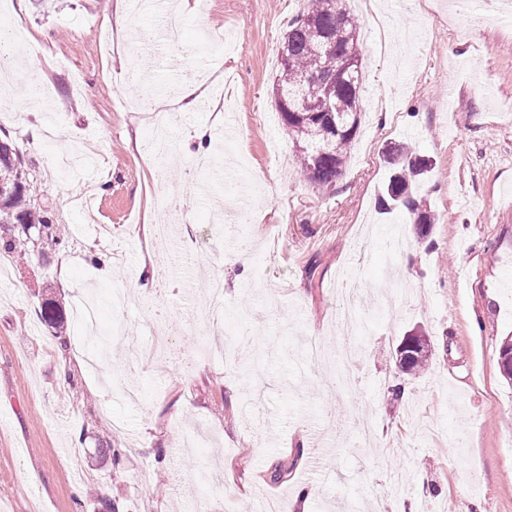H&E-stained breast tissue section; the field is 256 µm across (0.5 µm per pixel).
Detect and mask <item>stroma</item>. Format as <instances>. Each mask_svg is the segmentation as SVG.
Here are the masks:
<instances>
[{"label":"stroma","mask_w":512,"mask_h":512,"mask_svg":"<svg viewBox=\"0 0 512 512\" xmlns=\"http://www.w3.org/2000/svg\"><path fill=\"white\" fill-rule=\"evenodd\" d=\"M115 0H0V50L33 65L53 90L57 147L29 149L32 118L0 112L32 204L67 225L63 249L19 259L0 248V512H246L256 491L286 512H512V383L499 348L512 335V23L500 0H348L359 29L362 124L331 188L302 174L275 113L273 83L289 20L309 0H205L170 45L157 38L106 49ZM231 31L233 48L206 39ZM43 47L19 55L15 32ZM235 74L223 97L181 113L170 152L146 157L153 120L134 102ZM234 140L250 162L242 184L195 172L198 127ZM415 141L435 168L421 185L427 236L400 212L379 213L387 146ZM202 193L169 236L157 184L172 198ZM198 265L173 266L179 239ZM111 256L103 280L93 253ZM247 254L250 263L238 257ZM224 281L225 336L210 335L204 276ZM362 288L363 335L344 349L336 323L341 279ZM108 298L89 344L75 317ZM67 319L57 337L44 299ZM427 337V367L400 370L396 347ZM317 337L326 359L303 358ZM355 382H336L337 368ZM404 384L402 401L388 389ZM379 438L360 444L359 422ZM310 490L299 510L302 490Z\"/></svg>","instance_id":"stroma-1"}]
</instances>
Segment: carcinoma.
Wrapping results in <instances>:
<instances>
[{
	"instance_id": "cac0c4a2",
	"label": "carcinoma",
	"mask_w": 512,
	"mask_h": 512,
	"mask_svg": "<svg viewBox=\"0 0 512 512\" xmlns=\"http://www.w3.org/2000/svg\"><path fill=\"white\" fill-rule=\"evenodd\" d=\"M356 31L352 14L339 7L338 0H311L305 12L288 22L279 50L274 94L278 106L288 109L282 124L297 149L302 172L321 188L333 186L342 175L360 126L362 68L340 80L333 77L343 58L360 56ZM313 71L321 73L322 80L303 84V76ZM388 157L393 174L378 196V207L414 216L417 224L431 223V215L413 193L421 176L431 171L428 157L407 143ZM0 223L21 225L32 252L42 245L59 249L67 242L58 225L30 205L23 161L7 134L0 137ZM416 342L410 372L429 360L426 340L418 335Z\"/></svg>"
}]
</instances>
